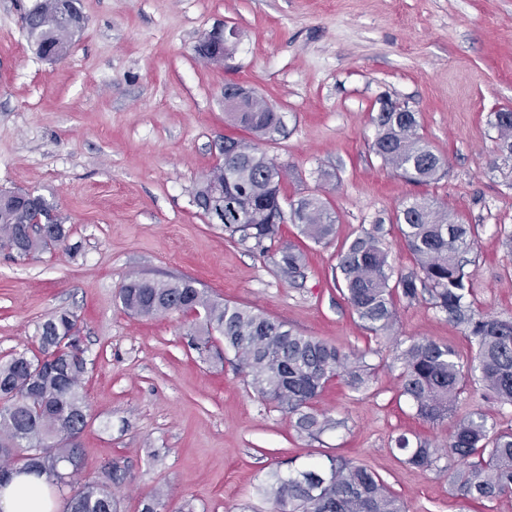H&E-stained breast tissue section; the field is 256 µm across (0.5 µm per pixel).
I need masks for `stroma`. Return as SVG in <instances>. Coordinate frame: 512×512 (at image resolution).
Segmentation results:
<instances>
[{
  "instance_id": "obj_1",
  "label": "stroma",
  "mask_w": 512,
  "mask_h": 512,
  "mask_svg": "<svg viewBox=\"0 0 512 512\" xmlns=\"http://www.w3.org/2000/svg\"><path fill=\"white\" fill-rule=\"evenodd\" d=\"M34 0H0V189L33 190L70 229L56 249L27 258L0 251V359L38 351L37 329L59 310L78 316L89 425L82 479L124 466L119 512H140L155 491L161 512H272L257 492L270 471L341 455L366 465L408 512H512V496L480 506L456 497L442 468L393 456L402 432L446 440L399 393L389 342L363 330L341 291L337 253L382 225L395 272L413 260L395 215L415 197L472 226L468 269L479 310L512 317V168L496 153L493 112L512 109V0H80L86 18L68 55L41 59L23 16ZM239 41L226 66L195 53L218 24ZM254 88L282 115L264 145L282 166L286 201L316 193L336 216L326 244L283 226L306 253L305 275L282 277L251 242L229 240L193 202L219 161L218 145L245 132L224 112L225 83ZM416 112L445 158L446 176L414 184L371 148L384 100ZM132 275L187 277L224 300L260 308L306 336L367 351L368 388L331 382L316 408L343 427L312 441L247 385L232 353L200 359L187 346L191 317L125 312ZM401 338L426 337L468 353L460 327L425 301H399ZM479 410L512 428V406L475 387L458 414Z\"/></svg>"
}]
</instances>
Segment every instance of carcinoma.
<instances>
[{"mask_svg": "<svg viewBox=\"0 0 512 512\" xmlns=\"http://www.w3.org/2000/svg\"><path fill=\"white\" fill-rule=\"evenodd\" d=\"M28 40L35 49L67 55L76 36L63 15L61 0H36L24 16ZM227 118L250 133L248 139L227 138L231 151L197 184L196 198L224 190V233L253 241L260 256L275 251L282 276L303 275L305 254L281 243L283 224L290 220L316 244L335 234L327 202L307 194L289 203L284 218L282 170L262 145L283 127L282 117L256 96L234 108ZM497 150L512 157V117L493 113ZM372 150L382 163L405 180L424 184L446 173V161L419 133L416 113L390 105L375 119ZM46 212L28 201L0 203V250L18 249L25 258L50 251L67 239L65 224L56 235L41 233ZM395 221L403 246L414 259L407 273L394 274L382 243L381 225L362 230L337 255L344 298L361 326L393 341L388 367L400 369L401 395L418 418L437 424L454 416L461 394L478 384L494 400L512 405V318L480 312L471 300L468 253L474 239L462 224L428 198L404 205ZM428 296L448 322L462 327L471 343L463 356L452 345L429 338L406 341L394 335L397 298L411 303ZM122 308L140 317L191 313L196 323L188 331L191 345L209 352L217 338L233 352L245 381L266 402L294 419L297 432L316 440L341 422L318 412L315 400L333 379L360 389L374 379L376 367L362 352L346 351L312 336H304L262 310L231 304L196 286L189 278L167 280L132 276L119 291ZM77 318L63 310L39 327L41 356L17 353L0 362V488L25 473L68 488L63 512H117L114 488L126 473L115 465L108 475L78 482L86 461L79 442L88 419L81 386L87 369L78 344ZM400 463L428 469L448 458L452 491L467 500L490 503L512 494V429L490 431L486 416L469 412L456 419L443 445L419 436L395 438ZM69 458L68 475L60 461ZM257 491L273 500L276 512H407L404 502L367 467L340 456L286 474L272 471Z\"/></svg>", "mask_w": 512, "mask_h": 512, "instance_id": "obj_1", "label": "carcinoma"}]
</instances>
